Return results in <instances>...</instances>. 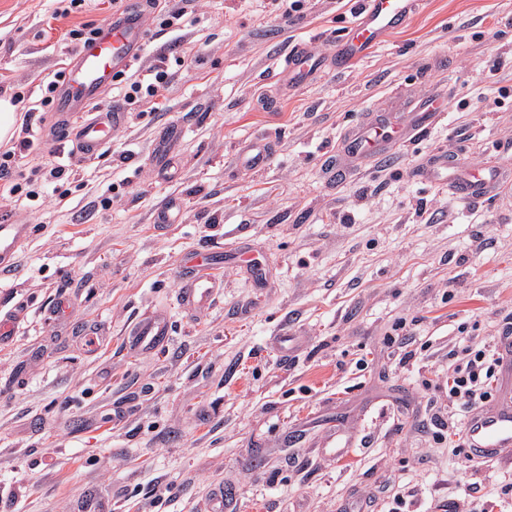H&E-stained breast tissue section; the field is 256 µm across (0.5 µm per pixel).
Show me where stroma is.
<instances>
[{
	"mask_svg": "<svg viewBox=\"0 0 512 512\" xmlns=\"http://www.w3.org/2000/svg\"><path fill=\"white\" fill-rule=\"evenodd\" d=\"M359 7L309 0L289 22L283 0H204L181 43L154 31L137 57L168 56L166 110L126 105L107 150L72 157L67 197L13 209L36 232L0 271V512L91 493L112 512H209L219 487L224 512H512V448L451 452L432 421L455 352L512 323V0H420L350 69L283 90L276 64L301 44L331 55ZM55 8L0 0V97L38 91L73 61L71 29L112 19V0ZM432 93V126L348 160L351 128ZM254 141L272 149L260 172L237 157ZM448 152L455 169L428 178ZM469 173L494 178L489 198L456 194ZM201 252L223 270L197 313L177 295ZM60 296L71 324L50 315ZM152 314L166 346L132 347Z\"/></svg>",
	"mask_w": 512,
	"mask_h": 512,
	"instance_id": "stroma-1",
	"label": "stroma"
}]
</instances>
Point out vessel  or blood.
Here are the masks:
<instances>
[{
    "label": "vessel or blood",
    "mask_w": 512,
    "mask_h": 512,
    "mask_svg": "<svg viewBox=\"0 0 512 512\" xmlns=\"http://www.w3.org/2000/svg\"><path fill=\"white\" fill-rule=\"evenodd\" d=\"M416 0H362L357 20L338 43L333 54L337 69H344L364 57L389 33L403 27L409 20ZM146 25L143 15L136 14L119 25L103 27L101 33L81 49L75 64L56 91L55 110L64 123L55 136L56 142L76 140L82 153L93 156L103 151L114 126L124 119L118 104H104L103 96L116 74L127 71L139 48L145 42ZM321 61L302 47L286 58L280 68V78L294 86L306 81ZM91 111L92 120L78 131H70L66 120L74 113ZM439 115L430 100H423L415 112L409 113L403 123L402 136L412 139L416 132L431 124ZM240 162L259 171L269 166L271 152L267 145L249 147L239 157ZM30 224H15L0 220V268L10 266L17 250L33 235ZM193 273L183 279L180 296L190 305L203 307L213 299L221 277L211 258L194 254L186 259ZM135 336L149 348L164 345L169 334L167 322L160 317L137 324ZM466 453L475 459H489L500 450L512 447V405H501L493 411L477 414L465 424Z\"/></svg>",
    "instance_id": "vessel-or-blood-1"
}]
</instances>
